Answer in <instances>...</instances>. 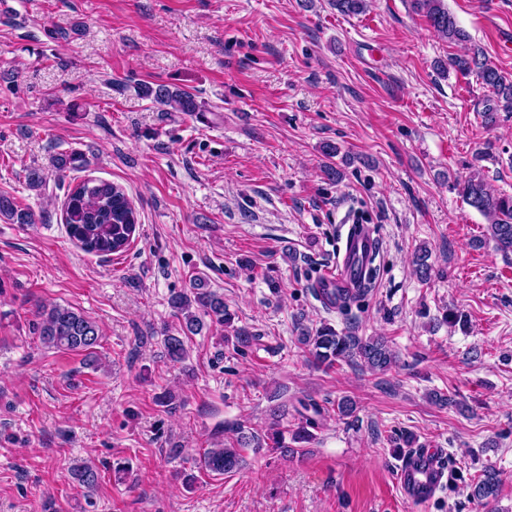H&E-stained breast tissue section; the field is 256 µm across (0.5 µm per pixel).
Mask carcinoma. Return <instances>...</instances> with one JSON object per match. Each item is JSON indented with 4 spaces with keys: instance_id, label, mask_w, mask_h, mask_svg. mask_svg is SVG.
<instances>
[{
    "instance_id": "cac0c4a2",
    "label": "carcinoma",
    "mask_w": 512,
    "mask_h": 512,
    "mask_svg": "<svg viewBox=\"0 0 512 512\" xmlns=\"http://www.w3.org/2000/svg\"><path fill=\"white\" fill-rule=\"evenodd\" d=\"M367 4L368 0H330L331 8L347 17L365 13ZM410 8L424 15L429 25L448 42L459 43L468 38L444 0H410ZM436 68L443 74L451 68L463 76L474 75L480 80L489 92L483 109L486 124H493L501 110L512 112V77L502 73L482 48L474 47L462 56L450 57L443 63L439 61ZM140 91L143 96L175 112L192 114L199 110L195 97L184 90L144 86ZM460 193L467 205L488 220L487 232L495 248L505 255L512 254V196L496 193L478 173L460 183ZM0 215L17 224L35 222V214L31 210L19 207L13 199L2 194ZM63 219L69 237L85 252L100 256L125 252L138 224L137 214L124 190L111 182L96 179L83 180L67 190ZM171 306L183 318L182 334L167 333L163 338L166 353L173 362H182L187 357L185 336L195 335L208 325L233 328L234 314L224 304V296L209 288L204 279H195L191 288L172 296ZM37 316L39 321L33 328L43 345L94 354V348L100 341V329L90 318L61 305L42 306ZM298 342L304 345L312 363L327 368L359 359L372 370H385L396 362L395 353L384 339H363L352 333L338 332L327 324L315 330L301 329ZM299 405L292 440L304 443L311 438L309 427L316 424L322 409L312 399H301ZM286 415V405L274 408V421L262 435L237 428L235 443L207 449L200 467L209 473L224 475L242 466V451L247 448L288 452L281 424ZM72 475L80 486L89 491L95 489L101 480L99 470L89 464L75 467ZM497 487L494 471L486 469L470 485V498L478 503L486 501L496 496Z\"/></svg>"
}]
</instances>
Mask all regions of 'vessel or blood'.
Returning <instances> with one entry per match:
<instances>
[{
	"instance_id": "b4317fda",
	"label": "vessel or blood",
	"mask_w": 512,
	"mask_h": 512,
	"mask_svg": "<svg viewBox=\"0 0 512 512\" xmlns=\"http://www.w3.org/2000/svg\"><path fill=\"white\" fill-rule=\"evenodd\" d=\"M378 249V239L370 229L350 226L335 267L319 275L313 284L318 301L329 309L340 308L345 295L353 293L363 283L367 263ZM444 457L439 448L414 450L399 471L406 499L424 504L435 495L446 474Z\"/></svg>"
}]
</instances>
